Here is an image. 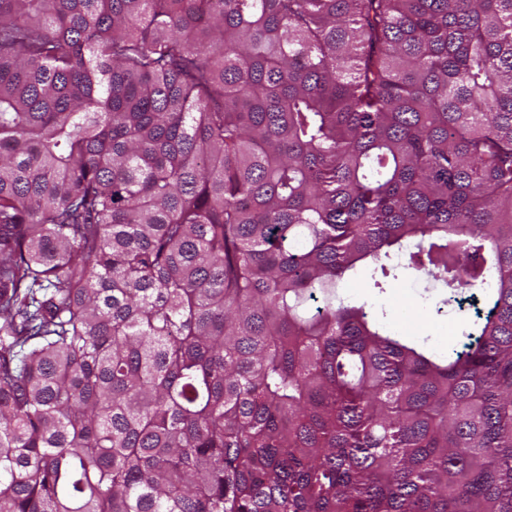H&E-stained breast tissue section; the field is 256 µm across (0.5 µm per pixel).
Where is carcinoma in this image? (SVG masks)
I'll use <instances>...</instances> for the list:
<instances>
[{
  "label": "carcinoma",
  "mask_w": 512,
  "mask_h": 512,
  "mask_svg": "<svg viewBox=\"0 0 512 512\" xmlns=\"http://www.w3.org/2000/svg\"><path fill=\"white\" fill-rule=\"evenodd\" d=\"M0 512H512V0H0ZM429 286L428 290L424 287ZM424 275L411 270H401L396 280H391L383 292L371 288V280L366 270L361 271L347 283L345 291L368 302L371 313L385 312V325L400 336H414L430 350L438 354L461 351L467 340L462 330L467 322L475 320L476 308L468 302L458 305H443L446 298L440 288H431ZM442 307L441 312L437 308Z\"/></svg>",
  "instance_id": "1"
}]
</instances>
